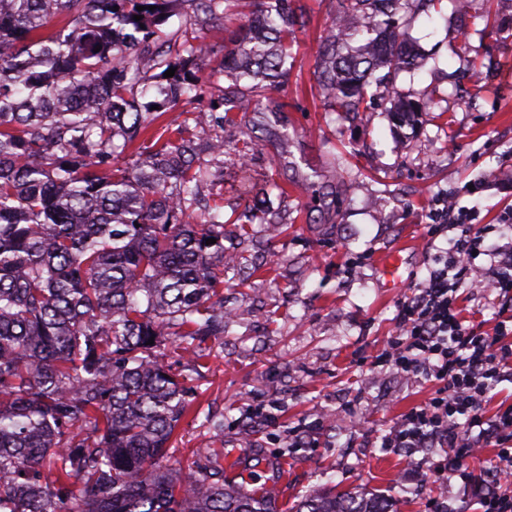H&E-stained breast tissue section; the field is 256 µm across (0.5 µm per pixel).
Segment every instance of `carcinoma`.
<instances>
[{
	"label": "carcinoma",
	"instance_id": "carcinoma-1",
	"mask_svg": "<svg viewBox=\"0 0 512 512\" xmlns=\"http://www.w3.org/2000/svg\"><path fill=\"white\" fill-rule=\"evenodd\" d=\"M175 1L187 18L162 32ZM440 2L339 0L316 60L325 110L355 119L378 100L417 133L425 106L394 76L427 59L400 13ZM231 12L244 23L217 51L201 33ZM305 25L301 0H0V512H277L224 484L222 448L185 477L164 464L197 400L164 349L224 333L236 259L224 193L201 188L224 158L244 165L286 137L262 115L283 111L274 94ZM218 54L226 83L205 108L194 68ZM170 109L183 123L150 134ZM248 114L247 137L224 141ZM192 125L213 131L205 158ZM267 214L256 200L237 220L276 223ZM291 512L390 508L329 489Z\"/></svg>",
	"mask_w": 512,
	"mask_h": 512
}]
</instances>
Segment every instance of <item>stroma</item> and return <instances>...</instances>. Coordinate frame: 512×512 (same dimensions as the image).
I'll list each match as a JSON object with an SVG mask.
<instances>
[{
    "instance_id": "1",
    "label": "stroma",
    "mask_w": 512,
    "mask_h": 512,
    "mask_svg": "<svg viewBox=\"0 0 512 512\" xmlns=\"http://www.w3.org/2000/svg\"><path fill=\"white\" fill-rule=\"evenodd\" d=\"M310 23L298 32L296 63L277 95L287 105L285 141H265L245 166L224 165V249L242 255L224 280V333L202 345L199 415L180 423L169 467H187L200 448H220L237 465L236 485L263 491L271 467L287 464L279 508L335 485L387 499L393 512H432L427 456L385 448L381 438L434 389L372 366L396 333L401 302L427 275V241L448 245L432 202L459 193L479 224H497L512 209V0H468L466 13L408 14L406 22L436 65L400 75L397 85L430 103L414 138L387 113L360 120L324 111L313 85L317 44L337 0H303ZM359 170L343 179L336 157ZM336 188L337 208L306 214L304 179ZM278 221L242 234L235 218L268 180ZM486 182L468 196L463 187ZM399 258L387 286L381 256ZM489 256L475 259L458 304L466 319L492 330L497 302L484 286ZM223 420L202 427L200 414Z\"/></svg>"
}]
</instances>
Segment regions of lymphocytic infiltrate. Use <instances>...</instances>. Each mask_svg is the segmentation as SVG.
<instances>
[{
	"label": "lymphocytic infiltrate",
	"instance_id": "f902f5d3",
	"mask_svg": "<svg viewBox=\"0 0 512 512\" xmlns=\"http://www.w3.org/2000/svg\"><path fill=\"white\" fill-rule=\"evenodd\" d=\"M435 216L455 235L402 301L399 334L374 360L375 366L432 382L435 390L402 416L381 445L412 454L431 450L432 482L444 487L459 478L480 512H512V406L491 418L485 414L490 391L512 377V258L504 259L500 245L487 244V231L474 223L473 212L441 208ZM476 254L490 257V290L509 313L491 333L466 322L457 306L456 292ZM488 447L496 451L494 469L480 477L463 467V459Z\"/></svg>",
	"mask_w": 512,
	"mask_h": 512
}]
</instances>
